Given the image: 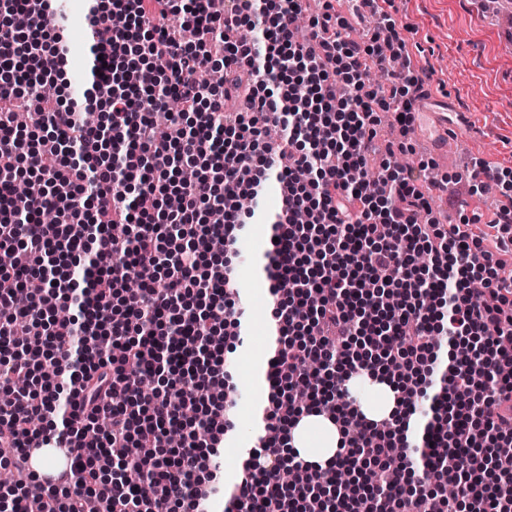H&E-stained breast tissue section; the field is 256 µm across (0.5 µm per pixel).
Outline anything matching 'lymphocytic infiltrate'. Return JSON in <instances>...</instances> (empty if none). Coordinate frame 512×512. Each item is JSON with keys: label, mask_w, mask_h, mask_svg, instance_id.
Masks as SVG:
<instances>
[{"label": "lymphocytic infiltrate", "mask_w": 512, "mask_h": 512, "mask_svg": "<svg viewBox=\"0 0 512 512\" xmlns=\"http://www.w3.org/2000/svg\"><path fill=\"white\" fill-rule=\"evenodd\" d=\"M395 0H351L352 13L377 17L360 39L334 0L307 15L304 0H98L87 14L92 32L111 30L91 47V103L106 118L43 106L40 136L28 143L17 110L39 100V86L66 64L67 48L51 5L0 0V248L29 264L0 268V468L36 441L67 449L72 462L56 483L17 474L0 512H27L31 494L46 512H205L220 489L195 472L224 445V343L236 338L235 267L205 264L212 240L234 248L242 198H257L276 169L288 189L272 218L269 256L276 280L289 281L274 312L281 349L271 360L276 427L302 413L343 422L349 448L327 467L306 465L311 480L282 490L265 440L238 468L228 502L234 512H299L314 483L330 486L338 468L372 471L360 493L337 494L327 512H428L438 469L457 492L444 512H512V475L488 480L491 449L512 446V281L500 278L502 249L460 215L432 217L422 172L382 163L370 175L367 155L377 114L390 113L401 138L424 81L406 39L388 12ZM197 33L181 37L183 29ZM224 73L220 85L197 78L201 60ZM384 71L385 80L374 77ZM181 102L179 110L169 98ZM283 141L265 142L269 127ZM198 173L188 182L181 164ZM38 182L30 208L7 204L20 168ZM178 209L164 205L168 197ZM58 215L41 222L44 209ZM89 254L81 280L64 264ZM155 270L158 285L128 277ZM47 294L19 303L31 275ZM481 291H474V284ZM456 347L433 397V418L411 451L387 450L404 434L399 418L370 422L335 394L353 373L370 371L394 385L400 405L432 376L437 336ZM482 370L485 381L471 375ZM302 408L284 412L294 391ZM197 410L204 441L183 419ZM185 440L174 460L161 451L171 432ZM444 448L434 465L433 448ZM128 449L130 466L155 488L111 474L112 451Z\"/></svg>", "instance_id": "f902f5d3"}]
</instances>
